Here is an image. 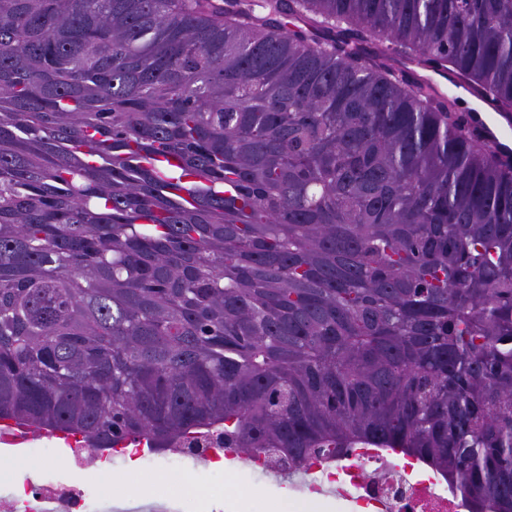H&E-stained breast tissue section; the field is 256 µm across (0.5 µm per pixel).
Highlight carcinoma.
<instances>
[{"mask_svg": "<svg viewBox=\"0 0 512 512\" xmlns=\"http://www.w3.org/2000/svg\"><path fill=\"white\" fill-rule=\"evenodd\" d=\"M397 59L511 113L512 0H0V422L512 512V161ZM415 67L422 68L428 72H433L439 76V79L427 74H419ZM402 70L411 77V82L414 85L431 87L430 91L434 92L435 95L443 100L447 98L457 97V93L463 90V84L461 79L455 75H448L445 69H433L417 65L415 62H406L401 66ZM464 91V90H463ZM307 486L320 490L329 485L371 512H461L463 503L448 495V486L437 475L427 482L409 478V466L392 459L363 455L354 464L331 463L313 468Z\"/></svg>", "mask_w": 512, "mask_h": 512, "instance_id": "obj_1", "label": "carcinoma"}]
</instances>
